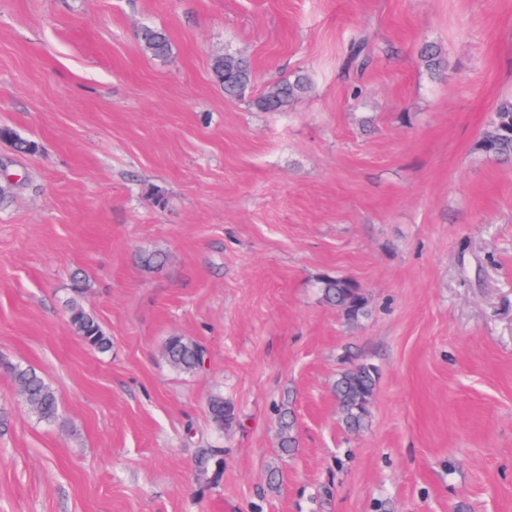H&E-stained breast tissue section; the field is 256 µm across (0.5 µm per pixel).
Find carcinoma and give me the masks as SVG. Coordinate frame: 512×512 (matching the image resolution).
Masks as SVG:
<instances>
[{
	"mask_svg": "<svg viewBox=\"0 0 512 512\" xmlns=\"http://www.w3.org/2000/svg\"><path fill=\"white\" fill-rule=\"evenodd\" d=\"M139 39L144 51L154 57L163 58L170 53V40L162 29L146 26L140 30ZM370 57L369 37L360 34L349 42L343 60L344 69L357 75L366 68ZM419 63L432 74L440 73L446 65L442 50L435 43H428L421 48ZM211 71L214 80L224 89L225 97L247 99L260 112H285L308 91L306 78L295 75L268 86L256 97L252 96V68L240 58V54L234 52L214 55ZM0 141L10 143L19 155L33 154L38 150L36 142L19 136L6 125L0 126ZM476 150L490 160L512 159V97L496 103L488 125L477 140ZM317 284L322 300L335 308L347 324L354 325L369 317L367 296L354 279L324 275L318 279ZM84 294V280L78 276L73 277L71 295L67 301L70 326L86 346L99 353H106L112 347L111 337L97 318L84 307ZM204 356V348L184 336H171L164 344L166 361L181 372L194 373L199 370ZM342 363L344 368L337 375L335 383L339 420L346 430L360 432L368 425L369 406L378 371L372 364L353 362L348 357ZM7 370L25 407L39 421L55 422L59 416V399L42 375L32 368L17 365H11ZM208 412L213 425L220 431L235 419L234 407L220 395L210 398ZM280 448L286 455L296 450L295 422L291 417H281ZM213 452L212 448H200L195 459L199 480L207 484L221 475V472L213 469Z\"/></svg>",
	"mask_w": 512,
	"mask_h": 512,
	"instance_id": "carcinoma-1",
	"label": "carcinoma"
}]
</instances>
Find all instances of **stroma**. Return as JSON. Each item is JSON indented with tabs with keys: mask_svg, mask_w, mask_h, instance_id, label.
I'll use <instances>...</instances> for the list:
<instances>
[{
	"mask_svg": "<svg viewBox=\"0 0 512 512\" xmlns=\"http://www.w3.org/2000/svg\"><path fill=\"white\" fill-rule=\"evenodd\" d=\"M226 51L256 90H311L285 112L225 98ZM505 96L512 0H0V125L39 146L0 142V512H512V164L475 150ZM77 271L107 353L70 329ZM325 273L360 283L368 319L321 300ZM173 335L201 370L168 366ZM348 351L378 370L359 433L334 393ZM11 364L57 391L56 423ZM210 446L224 473L204 484ZM139 39L145 52L157 58L166 57L171 50L170 40L162 29L146 26L140 30ZM370 41L366 34H360L349 42L347 53L343 60L344 69L354 75L361 73L371 57ZM419 63L431 74H439L445 68L446 61L442 50L435 43L425 44L419 53ZM0 141L10 143L14 152L19 155L33 154L38 150V144L35 141L22 138L6 125L0 126ZM204 356V348L185 336H170L164 344L166 361L181 372L195 373L203 365ZM18 396L25 407L41 422L53 423L59 416L56 391L35 369L11 365L7 367ZM208 412L211 421L217 430H224V426L230 425L235 419L234 407L224 401V397L216 395L208 402ZM217 448H200L196 454V467L198 471L199 480L204 481L206 484L219 479L221 471L213 469V461L217 456L212 455Z\"/></svg>",
	"mask_w": 512,
	"mask_h": 512,
	"instance_id": "stroma-1",
	"label": "stroma"
}]
</instances>
